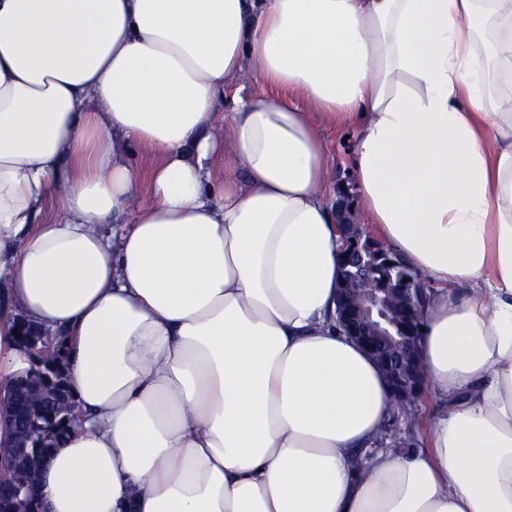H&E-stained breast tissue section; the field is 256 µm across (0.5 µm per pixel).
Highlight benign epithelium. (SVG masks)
<instances>
[{
  "label": "benign epithelium",
  "instance_id": "obj_1",
  "mask_svg": "<svg viewBox=\"0 0 512 512\" xmlns=\"http://www.w3.org/2000/svg\"><path fill=\"white\" fill-rule=\"evenodd\" d=\"M336 206L341 216L337 225L340 252L343 260L362 255L363 250L375 251V239L364 225L356 223L353 201L347 192L339 194ZM387 269L399 272L397 279H388L391 287L366 288L360 277L345 270L336 288V326L350 341L363 349L380 365L396 399L414 403L423 390V379L418 362V342L421 335L423 303L427 285L408 274L388 249L382 253ZM51 340L47 333L34 332L25 327L18 338L28 353L31 368L28 375L50 384L58 392L68 391L66 366L48 356L44 347ZM16 386L0 390V423L8 426L9 437L0 442V497L7 500L28 494L14 486L12 475L16 469L19 448H41L55 439L63 422L79 418L71 411L59 421L52 415L45 417L35 432L18 419L12 411Z\"/></svg>",
  "mask_w": 512,
  "mask_h": 512
}]
</instances>
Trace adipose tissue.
Returning a JSON list of instances; mask_svg holds the SVG:
<instances>
[{
    "mask_svg": "<svg viewBox=\"0 0 512 512\" xmlns=\"http://www.w3.org/2000/svg\"><path fill=\"white\" fill-rule=\"evenodd\" d=\"M252 72L272 96L242 95ZM512 0H0V387L63 354L42 512H512ZM353 132L371 233L433 286L429 450L374 447L332 319ZM307 112L311 120L320 128L321 135L325 141L329 160L332 163L335 176L336 188L344 184L354 192L352 168L350 166L351 131L325 124L318 112L319 110L308 107ZM350 135V138H347ZM51 338L52 336L40 330L33 332L28 327L22 329L18 341L28 353L31 364V368L26 375H29L31 379L39 378L50 384L58 392L65 393L68 391L66 366L59 360H53L44 350Z\"/></svg>",
    "mask_w": 512,
    "mask_h": 512,
    "instance_id": "obj_1",
    "label": "adipose tissue"
}]
</instances>
